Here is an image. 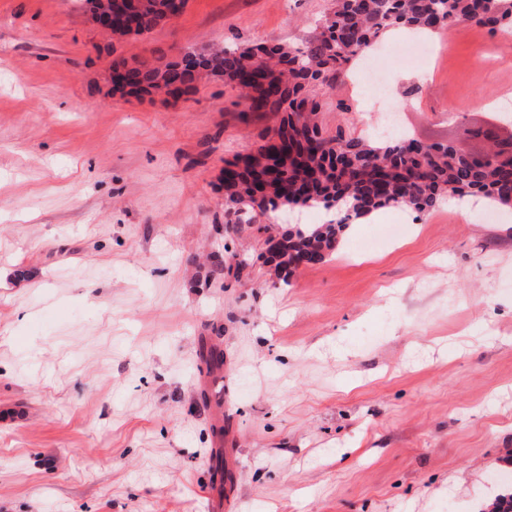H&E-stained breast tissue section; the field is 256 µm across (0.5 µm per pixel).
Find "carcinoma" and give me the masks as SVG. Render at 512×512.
Listing matches in <instances>:
<instances>
[{"instance_id": "obj_1", "label": "carcinoma", "mask_w": 512, "mask_h": 512, "mask_svg": "<svg viewBox=\"0 0 512 512\" xmlns=\"http://www.w3.org/2000/svg\"><path fill=\"white\" fill-rule=\"evenodd\" d=\"M167 0H140L136 27L115 28L114 37L142 36L167 23ZM463 23L493 34L512 33V0H333L319 31L299 46L260 43L229 49L214 43L195 53L199 63L123 60L113 92L141 97L179 81L183 94L205 79H222L249 100L257 119L273 118L233 180L224 182L229 215H268L280 208L338 209L337 223L295 224L286 252L322 262L336 249L352 219L386 207L430 212L447 196H480L492 208L512 209V154L494 151L487 161L469 160L449 145L415 138L371 142L341 128L331 134L320 120V97L333 92L377 39L391 28L437 33ZM201 360L224 366V352L211 347ZM480 512H512V492L499 493Z\"/></svg>"}]
</instances>
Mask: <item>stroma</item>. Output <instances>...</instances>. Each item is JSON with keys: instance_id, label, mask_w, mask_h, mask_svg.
<instances>
[{"instance_id": "obj_1", "label": "stroma", "mask_w": 512, "mask_h": 512, "mask_svg": "<svg viewBox=\"0 0 512 512\" xmlns=\"http://www.w3.org/2000/svg\"><path fill=\"white\" fill-rule=\"evenodd\" d=\"M331 0H189L144 36L102 35L75 0H0V512H478L512 487V212L449 202L349 223L282 281L262 225L227 223L224 163L263 123L214 79L114 93L113 60L300 43ZM372 52L378 89L323 96L328 132L483 150L512 96V42L443 30ZM440 43L451 53H436ZM482 105H475V98ZM219 346L211 373L202 348Z\"/></svg>"}]
</instances>
